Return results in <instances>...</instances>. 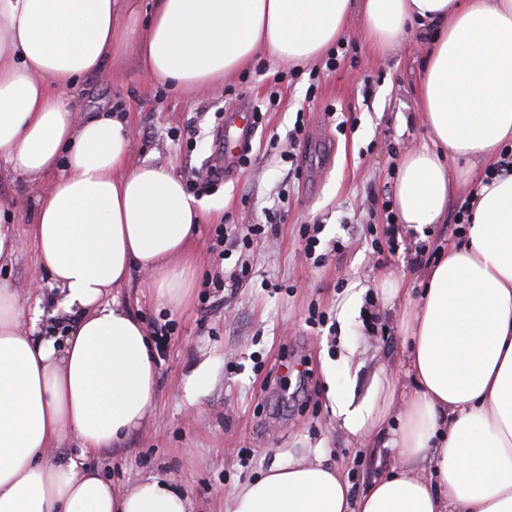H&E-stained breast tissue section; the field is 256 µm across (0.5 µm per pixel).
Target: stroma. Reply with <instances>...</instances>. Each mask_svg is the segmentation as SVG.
<instances>
[{
    "mask_svg": "<svg viewBox=\"0 0 512 512\" xmlns=\"http://www.w3.org/2000/svg\"><path fill=\"white\" fill-rule=\"evenodd\" d=\"M343 48L336 72L321 76L308 115L309 126L325 128L336 145L333 163L322 168L302 157L293 164L282 159L309 86L305 79L290 80L285 62L257 58L207 94L195 95L149 77L130 50L77 88L82 114L127 111L135 131L134 163L165 167L185 184L212 163L224 116L239 100L260 105L264 113L249 145L250 166L194 193L210 210L194 238L186 304L157 300L139 276L112 291L116 304L142 320L148 334L163 325L171 330L156 348L149 419L121 447L91 460L112 484L157 476L179 485L195 512H224L225 497L276 461L322 452L358 494L388 467V433L367 441L351 436L333 412L334 400L363 396L374 373L403 375L404 302L382 294V273H393L417 297L425 267L414 262L416 246L433 259L463 237L446 221L429 225L421 238L401 231L397 249L374 253L366 227L385 229L382 203L394 194L403 155L425 137L418 113L423 48L409 34L395 51L377 55L356 30ZM346 117L352 124L345 128ZM43 187L0 160V207L13 213L19 242L12 260L0 265V283L16 292L25 314L42 306L40 335L66 318L56 308L31 234ZM280 205L287 206L288 219L276 237L248 250H213L216 225L253 224L262 221L264 209ZM307 225L319 229L317 266L303 251L300 229ZM243 263L252 268L249 280L225 290V274ZM352 297L356 307L344 311ZM317 312L328 320L314 329L308 318ZM368 312L377 315L378 332L366 333L362 319ZM352 348L361 368L348 375L342 365Z\"/></svg>",
    "mask_w": 512,
    "mask_h": 512,
    "instance_id": "1",
    "label": "stroma"
}]
</instances>
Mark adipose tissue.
Here are the masks:
<instances>
[{
	"label": "adipose tissue",
	"instance_id": "ef3b65f1",
	"mask_svg": "<svg viewBox=\"0 0 512 512\" xmlns=\"http://www.w3.org/2000/svg\"><path fill=\"white\" fill-rule=\"evenodd\" d=\"M354 28L377 54L411 30L425 41L428 140L394 191L399 223L420 233L448 211L449 159L494 161L512 142V0H0V158L51 176L32 236L61 307L78 311L35 336L0 284V512H192L171 481L116 487L90 460L144 423L156 388L145 326L108 296L143 271L182 302L204 205L169 170L133 164L122 113L77 118L78 84L133 46L151 77L204 93L259 54L317 63ZM477 192L463 243L401 318L413 392L377 373L337 405L354 436L395 417L389 470L356 496L322 454L275 463L224 512H512V174Z\"/></svg>",
	"mask_w": 512,
	"mask_h": 512
}]
</instances>
